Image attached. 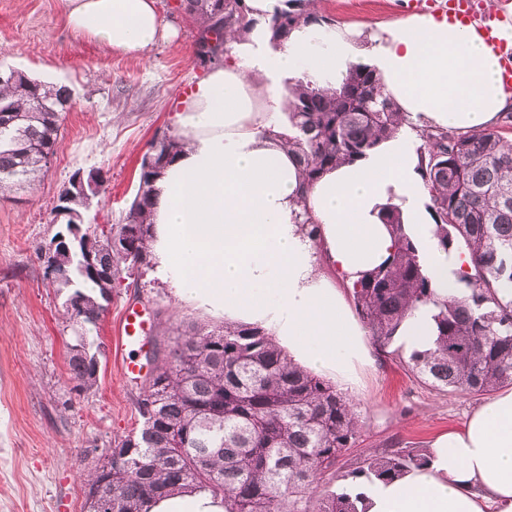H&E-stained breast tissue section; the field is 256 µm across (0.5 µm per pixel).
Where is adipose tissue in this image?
<instances>
[{
	"label": "adipose tissue",
	"mask_w": 512,
	"mask_h": 512,
	"mask_svg": "<svg viewBox=\"0 0 512 512\" xmlns=\"http://www.w3.org/2000/svg\"><path fill=\"white\" fill-rule=\"evenodd\" d=\"M65 18L73 32L129 56L173 35L155 0H66ZM358 36L349 26L302 24L275 52L256 29L229 40L230 59L180 104L184 148L156 179L149 216L153 266L178 302L228 324L262 327L292 361L333 372L347 388L358 368L374 362L344 288L394 250L381 206L400 204L440 298L456 295L470 265L467 252L438 247L421 206L427 191L416 172L417 128L470 133L512 110L499 61L472 27L412 16L373 37L382 92L409 126L361 163L338 166L304 188L279 135L287 82L305 76L337 87ZM311 223L318 226L313 238ZM397 336L406 349L432 348L430 307L416 309ZM430 451L428 467L370 486L367 512H512V390L479 405L462 428L438 435ZM144 509L224 512L220 500L199 491L154 499Z\"/></svg>",
	"instance_id": "adipose-tissue-1"
}]
</instances>
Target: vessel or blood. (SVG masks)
<instances>
[{
    "label": "vessel or blood",
    "mask_w": 512,
    "mask_h": 512,
    "mask_svg": "<svg viewBox=\"0 0 512 512\" xmlns=\"http://www.w3.org/2000/svg\"><path fill=\"white\" fill-rule=\"evenodd\" d=\"M436 11L439 17L474 26L485 47L500 61L502 81L512 85V42L501 36L500 20H480L473 10L472 0H439ZM144 331V322L139 312L131 307L124 308L119 324L117 345L122 350L121 372L123 377L139 374L140 362L126 357L128 348L139 345Z\"/></svg>",
    "instance_id": "1"
}]
</instances>
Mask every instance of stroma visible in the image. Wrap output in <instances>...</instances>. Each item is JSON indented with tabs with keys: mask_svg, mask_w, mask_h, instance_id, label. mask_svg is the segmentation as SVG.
<instances>
[{
	"mask_svg": "<svg viewBox=\"0 0 512 512\" xmlns=\"http://www.w3.org/2000/svg\"><path fill=\"white\" fill-rule=\"evenodd\" d=\"M181 0H156L177 37L159 41L145 57L109 51L66 28V0H0V67L36 80L51 79L71 92L64 137L47 174L34 186L0 200V512H85L81 470L140 418L134 381L120 372L116 345L122 309L139 301L163 311V324L149 333L153 344L196 322L211 328L221 319L177 304L172 288L152 269L116 282L99 329L105 346L95 392L62 410L68 346L80 329L64 310L66 292L43 277L35 248L57 232L51 209L75 171H102L105 194L86 211L89 224L124 223L139 184V168L151 141L176 132L177 95L194 89L208 70L199 65V30ZM311 12L333 27L374 30L434 11L433 0H315ZM409 352L377 355L362 368L348 397L363 429L355 448L338 460V472L355 468L366 451L394 444L423 448L460 428L481 403L422 383L404 364Z\"/></svg>",
	"mask_w": 512,
	"mask_h": 512,
	"instance_id": "1",
	"label": "stroma"
}]
</instances>
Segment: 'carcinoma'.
Returning <instances> with one entry per match:
<instances>
[{
	"mask_svg": "<svg viewBox=\"0 0 512 512\" xmlns=\"http://www.w3.org/2000/svg\"><path fill=\"white\" fill-rule=\"evenodd\" d=\"M283 2L268 18L275 42H286L301 24L327 22L308 12L304 0ZM183 6L200 25L196 56L203 66L223 62L228 37L257 25L246 0H184ZM70 101L66 87L26 74L0 83L1 197L48 171ZM288 118L295 132L288 141L308 185L361 160L405 121L384 98L375 69L362 62L331 90L310 80L289 86ZM418 137L416 170L428 190L438 246L450 254L462 244L470 256V270L459 275L465 293L436 298L419 242L400 207L389 202L380 216L394 251L354 284L352 297L384 353L412 309L435 304L434 348L412 351L407 367L443 392L487 395L512 385V297L502 293L512 286V138L495 128L461 134L431 126ZM180 147L177 134L150 144L125 223L112 226L125 245L113 247L101 225L85 223V197L77 190L67 205L71 216L58 221L57 235L70 240V248L49 257L36 249L42 264L58 269L51 278L56 288L71 289L66 310L81 327L70 346L65 410L73 396L98 387L101 343L89 335L97 331L114 283L123 273L152 266L153 227L144 216L154 205L153 183ZM74 225L93 237L91 252L74 240ZM136 406L140 426L114 442L110 471L94 468L85 475L87 487L106 483L112 508L88 497L86 512H143L147 501L176 489L208 491L226 512H366L355 488L400 479L430 462L426 448H389L364 456L338 489L320 487L324 477L336 476L338 458L357 441L356 406L248 324H193L178 333L140 383Z\"/></svg>",
	"mask_w": 512,
	"mask_h": 512,
	"instance_id": "obj_1",
	"label": "carcinoma"
}]
</instances>
